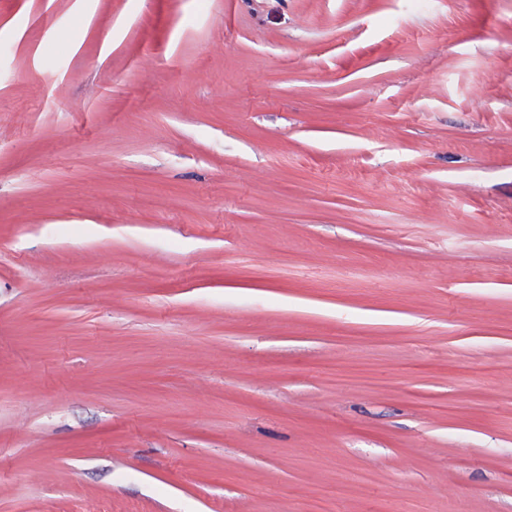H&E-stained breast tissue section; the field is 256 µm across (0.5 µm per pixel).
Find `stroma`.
I'll return each mask as SVG.
<instances>
[{
  "mask_svg": "<svg viewBox=\"0 0 512 512\" xmlns=\"http://www.w3.org/2000/svg\"><path fill=\"white\" fill-rule=\"evenodd\" d=\"M328 492L512 512V0H0V512Z\"/></svg>",
  "mask_w": 512,
  "mask_h": 512,
  "instance_id": "1",
  "label": "stroma"
}]
</instances>
